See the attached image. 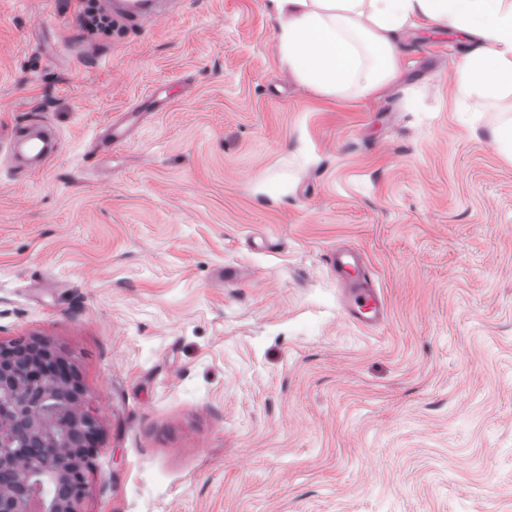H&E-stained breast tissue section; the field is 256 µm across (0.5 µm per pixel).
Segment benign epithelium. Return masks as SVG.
Listing matches in <instances>:
<instances>
[{"mask_svg": "<svg viewBox=\"0 0 512 512\" xmlns=\"http://www.w3.org/2000/svg\"><path fill=\"white\" fill-rule=\"evenodd\" d=\"M19 370L0 343V512H82L99 429L80 418L77 373L49 344L34 341Z\"/></svg>", "mask_w": 512, "mask_h": 512, "instance_id": "benign-epithelium-1", "label": "benign epithelium"}]
</instances>
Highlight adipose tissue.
Returning a JSON list of instances; mask_svg holds the SVG:
<instances>
[{
  "label": "adipose tissue",
  "mask_w": 512,
  "mask_h": 512,
  "mask_svg": "<svg viewBox=\"0 0 512 512\" xmlns=\"http://www.w3.org/2000/svg\"><path fill=\"white\" fill-rule=\"evenodd\" d=\"M282 62L328 97L377 92L397 76L405 30L445 26L473 48L455 65L454 95H512V0H272Z\"/></svg>",
  "instance_id": "adipose-tissue-1"
}]
</instances>
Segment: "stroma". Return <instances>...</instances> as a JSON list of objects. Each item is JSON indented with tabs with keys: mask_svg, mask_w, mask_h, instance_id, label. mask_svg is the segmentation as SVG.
<instances>
[{
	"mask_svg": "<svg viewBox=\"0 0 512 512\" xmlns=\"http://www.w3.org/2000/svg\"><path fill=\"white\" fill-rule=\"evenodd\" d=\"M79 5L0 0V129L63 142L0 159V342L78 372L83 512H512V102L459 111L466 37L410 30L391 84L328 98L271 0H163L80 60ZM340 245L379 326L345 314ZM62 151L59 133L36 123L22 129L1 130L0 153L14 168L30 173L43 171L58 159ZM331 267L344 292L347 316L365 327H374L384 315L383 297L369 281L368 267L362 254L350 249H337L331 254Z\"/></svg>",
	"mask_w": 512,
	"mask_h": 512,
	"instance_id": "1",
	"label": "stroma"
}]
</instances>
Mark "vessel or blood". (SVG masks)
Returning a JSON list of instances; mask_svg holds the SVG:
<instances>
[{
	"mask_svg": "<svg viewBox=\"0 0 512 512\" xmlns=\"http://www.w3.org/2000/svg\"><path fill=\"white\" fill-rule=\"evenodd\" d=\"M62 151L58 132L36 123L24 128L0 131V154L16 168L37 173L58 159ZM331 267L344 295L347 316L365 327L379 324L384 315L383 297L369 281L362 254L339 249L331 255Z\"/></svg>",
	"mask_w": 512,
	"mask_h": 512,
	"instance_id": "vessel-or-blood-1",
	"label": "vessel or blood"
}]
</instances>
